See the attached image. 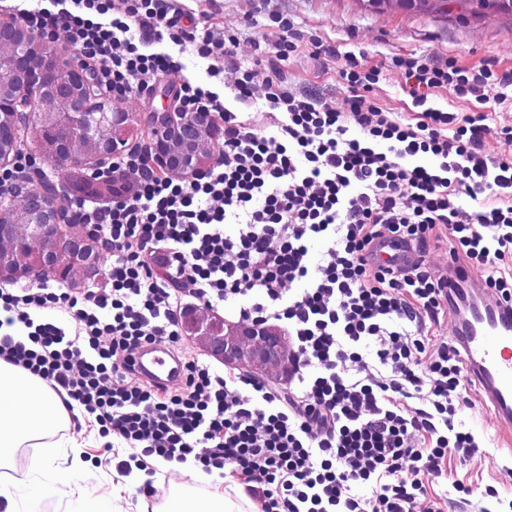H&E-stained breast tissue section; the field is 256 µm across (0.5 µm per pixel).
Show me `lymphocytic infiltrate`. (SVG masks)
Returning <instances> with one entry per match:
<instances>
[{"mask_svg": "<svg viewBox=\"0 0 512 512\" xmlns=\"http://www.w3.org/2000/svg\"><path fill=\"white\" fill-rule=\"evenodd\" d=\"M6 9L32 29L61 32L94 83L121 96L182 71L164 43L206 60L207 77L233 69L229 95L261 100L273 129L182 79V107L224 124L219 159L177 179L134 146L93 172L111 199H79L72 210L108 244V282L78 295L62 284L1 287L0 359L129 448L121 474L147 469L151 456L191 457L205 474L249 483L261 512H442L427 481L479 443L457 421L469 400L463 365L432 339L448 278L430 267L429 244L446 232L451 254L512 300V204L480 200L512 190V157L483 153L488 113L461 116L428 97L449 86L480 103L511 87L512 74L393 57L417 108L409 123L371 101L381 68L353 53L340 73L351 89L345 109L290 92L279 64L299 42L318 57L335 50L283 17L259 71L234 64L235 34L184 25L178 0H10ZM382 237L410 242L417 262L372 264ZM187 297L281 324L297 362L288 389L196 359L174 389L136 378L129 362L142 344L181 346Z\"/></svg>", "mask_w": 512, "mask_h": 512, "instance_id": "obj_1", "label": "lymphocytic infiltrate"}]
</instances>
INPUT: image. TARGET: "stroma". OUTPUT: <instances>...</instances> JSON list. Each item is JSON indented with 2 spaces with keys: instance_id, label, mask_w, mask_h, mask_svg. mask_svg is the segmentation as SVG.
Returning <instances> with one entry per match:
<instances>
[{
  "instance_id": "1",
  "label": "stroma",
  "mask_w": 512,
  "mask_h": 512,
  "mask_svg": "<svg viewBox=\"0 0 512 512\" xmlns=\"http://www.w3.org/2000/svg\"><path fill=\"white\" fill-rule=\"evenodd\" d=\"M187 13H208L215 32L234 29L238 38L235 58L243 65H253L265 58V43L274 38L272 21L286 17L302 33L312 34L336 48L333 57H314L307 47H300L281 64L288 89L299 96L321 98L342 109L351 94L340 72L347 52H363L371 64L382 67L379 83L371 100L387 112L410 116L412 100L405 90V80L389 62L398 55L455 58L462 66H490L497 72H512V19L491 14L467 22L455 16L412 15L403 12L397 0H385L375 12L365 11L360 0H180ZM434 107L466 114L488 112L490 128L482 136L485 153L498 156L512 154V144L498 136L500 126L512 125V92L506 98L489 93L484 103L458 97L453 89H437L431 97ZM68 438L76 449H58L53 466L64 471L82 487L85 496L72 502L69 495L52 490L43 498L26 502L27 512H161L168 492L188 487L195 494L228 492L247 497L245 484L224 482L217 476L189 475L183 471L158 470L152 494L141 492L137 482L117 472L118 459L126 450L112 452L105 440L80 411L71 414ZM458 419L479 439L480 449L467 462L448 458L445 472L427 486L431 499L440 502L443 512H497L500 504L512 502V445L507 444L488 409L470 399ZM460 482L473 488L466 496L453 490ZM496 490V497L485 496L486 488Z\"/></svg>"
}]
</instances>
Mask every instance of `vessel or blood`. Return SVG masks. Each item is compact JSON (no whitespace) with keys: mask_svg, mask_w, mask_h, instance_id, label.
I'll list each match as a JSON object with an SVG mask.
<instances>
[{"mask_svg":"<svg viewBox=\"0 0 512 512\" xmlns=\"http://www.w3.org/2000/svg\"><path fill=\"white\" fill-rule=\"evenodd\" d=\"M375 263L406 267L416 253L410 244L377 240ZM445 304L452 322L450 341L463 364L466 378L479 400L504 433L512 432V301L479 285L467 267L449 263ZM136 375L153 386H177L185 363L167 344L149 343L132 356Z\"/></svg>","mask_w":512,"mask_h":512,"instance_id":"1","label":"vessel or blood"}]
</instances>
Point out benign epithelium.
Masks as SVG:
<instances>
[{
  "label": "benign epithelium",
  "mask_w": 512,
  "mask_h": 512,
  "mask_svg": "<svg viewBox=\"0 0 512 512\" xmlns=\"http://www.w3.org/2000/svg\"><path fill=\"white\" fill-rule=\"evenodd\" d=\"M0 44L28 46L21 55L0 59V73L8 78L14 95L13 103H0V164L5 166L14 160L10 146L20 120L32 111L23 101L24 96L67 84L74 90L72 111L82 112L94 92L86 70L66 64L58 33L37 34L25 24L1 18ZM147 123L152 132L149 145L153 164L171 176L192 179L206 171L214 161L213 147L224 140V127L204 109L151 112ZM32 134L43 160L54 159L66 166H86L103 160L100 150L81 159L68 152L79 131L67 119L59 120L50 136L41 129L32 130ZM25 203L32 213L49 220L32 225L25 254L19 252L22 235L15 226L0 225V282L19 283L64 271L80 272L87 279L99 275L95 253L100 247L89 225L60 224L51 219L60 211L54 196L28 194ZM179 321L185 337L197 348L249 376L263 378L275 372L286 381L295 370L290 338L277 325L233 322L217 313L204 317L193 303L183 307Z\"/></svg>",
  "instance_id": "obj_1"
}]
</instances>
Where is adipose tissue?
<instances>
[{
  "label": "adipose tissue",
  "instance_id": "adipose-tissue-1",
  "mask_svg": "<svg viewBox=\"0 0 512 512\" xmlns=\"http://www.w3.org/2000/svg\"><path fill=\"white\" fill-rule=\"evenodd\" d=\"M71 415L62 399L42 380L0 360V466L17 448H37L38 471L48 469L59 446L57 435L69 430ZM229 496H197L188 490L170 491L165 512H236Z\"/></svg>",
  "mask_w": 512,
  "mask_h": 512
}]
</instances>
